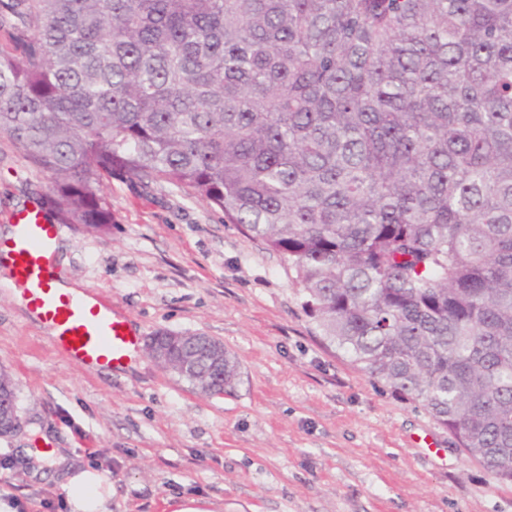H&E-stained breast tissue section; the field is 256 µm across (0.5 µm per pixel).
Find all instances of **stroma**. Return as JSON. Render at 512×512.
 I'll list each match as a JSON object with an SVG mask.
<instances>
[{
  "mask_svg": "<svg viewBox=\"0 0 512 512\" xmlns=\"http://www.w3.org/2000/svg\"><path fill=\"white\" fill-rule=\"evenodd\" d=\"M48 178L0 133V225ZM106 232L65 225V278L111 299L141 340L204 334L238 363L206 395L139 350L119 373L91 371L0 292V370L23 429L0 437V499L66 512L61 467L41 438L112 481V512H512V483L459 450L418 404L323 339L296 273L223 212L164 182L105 183Z\"/></svg>",
  "mask_w": 512,
  "mask_h": 512,
  "instance_id": "obj_1",
  "label": "stroma"
}]
</instances>
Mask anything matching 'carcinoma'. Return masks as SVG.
<instances>
[{
  "instance_id": "cac0c4a2",
  "label": "carcinoma",
  "mask_w": 512,
  "mask_h": 512,
  "mask_svg": "<svg viewBox=\"0 0 512 512\" xmlns=\"http://www.w3.org/2000/svg\"><path fill=\"white\" fill-rule=\"evenodd\" d=\"M0 27V133L57 223L105 231L112 177L219 207L329 344L512 481V0H0Z\"/></svg>"
}]
</instances>
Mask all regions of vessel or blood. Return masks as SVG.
I'll return each instance as SVG.
<instances>
[{"instance_id":"1","label":"vessel or blood","mask_w":512,"mask_h":512,"mask_svg":"<svg viewBox=\"0 0 512 512\" xmlns=\"http://www.w3.org/2000/svg\"><path fill=\"white\" fill-rule=\"evenodd\" d=\"M13 238L0 240V254L28 308L50 332L49 339L70 360L87 369L119 372L139 347V335L111 301L90 303L57 288L54 247L62 227L45 222L40 207L14 214Z\"/></svg>"}]
</instances>
